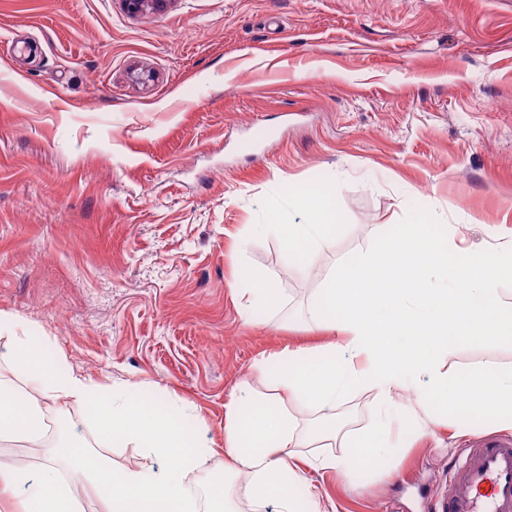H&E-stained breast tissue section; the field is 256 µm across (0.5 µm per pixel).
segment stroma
<instances>
[{
    "instance_id": "1",
    "label": "stroma",
    "mask_w": 512,
    "mask_h": 512,
    "mask_svg": "<svg viewBox=\"0 0 512 512\" xmlns=\"http://www.w3.org/2000/svg\"><path fill=\"white\" fill-rule=\"evenodd\" d=\"M332 186L340 222L313 271L244 238L285 185ZM425 217L469 251L512 229V0H0V322L21 317L74 374L190 404L215 457L230 399L270 381L254 363L319 345L318 289ZM277 305L245 320L240 274ZM512 371V337H469L441 370ZM347 396L335 447L302 458V512H435L489 415H407L382 467L356 460L376 427Z\"/></svg>"
}]
</instances>
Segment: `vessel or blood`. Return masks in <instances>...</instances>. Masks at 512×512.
I'll return each mask as SVG.
<instances>
[{
  "instance_id": "obj_1",
  "label": "vessel or blood",
  "mask_w": 512,
  "mask_h": 512,
  "mask_svg": "<svg viewBox=\"0 0 512 512\" xmlns=\"http://www.w3.org/2000/svg\"><path fill=\"white\" fill-rule=\"evenodd\" d=\"M451 478L435 512H512V438L483 437Z\"/></svg>"
}]
</instances>
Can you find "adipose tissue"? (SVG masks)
<instances>
[{"instance_id": "adipose-tissue-1", "label": "adipose tissue", "mask_w": 512, "mask_h": 512, "mask_svg": "<svg viewBox=\"0 0 512 512\" xmlns=\"http://www.w3.org/2000/svg\"><path fill=\"white\" fill-rule=\"evenodd\" d=\"M283 199L305 210L304 223L274 219L247 225L243 233L276 237L293 262L313 264L339 221L334 195L323 187L291 185ZM507 278L512 250L463 256L423 224L405 225L378 254L362 253L334 268L317 291L312 317L335 331L337 341L287 346L257 360L261 370L279 366L274 391L255 397L246 413L237 400L227 404L224 475L218 479L200 476L211 450L175 411H157L135 386L117 390L75 375L49 343L30 336L25 320H11L15 352L9 361L17 379L0 380V441L42 436L48 406L68 404L90 414L109 445H130L177 465L116 469L97 450L69 442L50 448L36 475L0 462V496H16V512H79L91 493L99 512H240L233 486L242 475L251 512L270 503L276 512H297L283 477L298 449L335 442L338 402L356 387L376 391L385 418L360 446L363 463L377 468L391 445L394 391L425 375L430 382L421 407L435 400L451 410L492 414L501 427L512 428V372L489 367L452 376L437 369L468 337L512 335V310L503 309L499 297ZM106 485L111 494H102Z\"/></svg>"}]
</instances>
